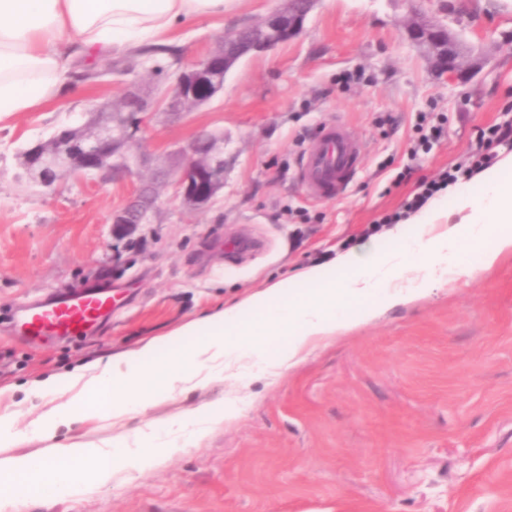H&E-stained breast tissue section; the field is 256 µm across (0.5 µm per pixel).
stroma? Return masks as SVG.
Instances as JSON below:
<instances>
[{"mask_svg": "<svg viewBox=\"0 0 512 512\" xmlns=\"http://www.w3.org/2000/svg\"><path fill=\"white\" fill-rule=\"evenodd\" d=\"M284 0H226L220 17L183 24L178 57L102 83L0 127V413L28 430L64 395L26 390L143 344L233 304L299 267L330 265L370 243L418 182L457 163L480 129L512 103V0H316L303 34L241 59L223 89L190 112L157 114L142 176L162 178L151 224L112 236L134 178L30 179L24 152L84 123L93 104L155 95V67L173 72L219 49L225 35ZM458 28L484 57L463 84L439 79L405 36L412 16ZM443 114L441 138L408 159L419 113ZM328 123L360 139L362 165L343 197L310 198L299 181L307 147ZM224 139V185L192 209L172 183L194 136ZM408 183L388 190L406 163ZM477 252L430 296L385 311L322 343L289 372L248 383L214 379L115 420L77 421L54 439L1 448L0 458L53 456L56 446L136 439L164 419L225 395L241 416L140 473L65 498L27 499L20 512H512V253L475 275ZM67 288L108 290L112 316L76 338L37 342L10 315Z\"/></svg>", "mask_w": 512, "mask_h": 512, "instance_id": "1", "label": "stroma"}]
</instances>
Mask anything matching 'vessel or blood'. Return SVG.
<instances>
[{"label": "vessel or blood", "instance_id": "1", "mask_svg": "<svg viewBox=\"0 0 512 512\" xmlns=\"http://www.w3.org/2000/svg\"><path fill=\"white\" fill-rule=\"evenodd\" d=\"M359 154L358 141L348 128L339 124L324 127L303 157L307 192L317 199L342 196L357 170ZM111 311V298L106 293L75 291L34 302L14 323L34 340L47 336L71 338L91 329Z\"/></svg>", "mask_w": 512, "mask_h": 512}]
</instances>
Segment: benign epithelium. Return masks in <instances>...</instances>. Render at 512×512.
<instances>
[{"mask_svg": "<svg viewBox=\"0 0 512 512\" xmlns=\"http://www.w3.org/2000/svg\"><path fill=\"white\" fill-rule=\"evenodd\" d=\"M313 5L314 0H288L283 10L256 23L260 31L252 37L229 35L224 43L233 45V50L217 51L193 62L168 94L163 110L167 113L190 111L201 100V86H209L213 95L219 92L210 86L215 72L227 73L241 58L300 36ZM406 35L428 57L435 73L450 81H466L477 65L476 61L469 60L467 45L459 35L439 22L417 18L407 26ZM107 116V120L98 119L77 146L67 142L69 130L65 129L58 136L59 147L50 152L40 149L33 152L26 159L30 177L41 186L51 188L70 174L134 175L145 134L156 113L139 112L118 131L111 128L112 113ZM181 156L174 184L176 193L184 203L204 207L224 180V138L209 132L200 133L181 151ZM157 198V186L140 180L129 203L112 214V232L125 236L134 233L140 225L151 223Z\"/></svg>", "mask_w": 512, "mask_h": 512, "instance_id": "7a95c632", "label": "benign epithelium"}]
</instances>
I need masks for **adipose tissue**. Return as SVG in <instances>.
I'll return each instance as SVG.
<instances>
[{
  "label": "adipose tissue",
  "instance_id": "adipose-tissue-1",
  "mask_svg": "<svg viewBox=\"0 0 512 512\" xmlns=\"http://www.w3.org/2000/svg\"><path fill=\"white\" fill-rule=\"evenodd\" d=\"M224 0H0V123L18 112H38L70 92L73 74L100 52L119 53L166 43L184 21L223 14ZM390 246L371 244L340 254L334 272L314 264L288 282L274 281L217 312L169 333L170 353L154 344L119 354L91 375L75 371L32 385L49 397L74 394L44 414L28 432L0 414V445L52 439L74 416L123 418L157 399L213 378L236 381L277 376L296 366L317 344L378 314L429 296L446 283L467 250L480 253L479 271L512 252V154L484 169L475 188H449L429 201L408 225L388 229ZM237 398L220 410L174 417L134 441L74 442L52 468L18 455L0 461V487L29 494L74 495L86 482L101 485L133 473L207 435L240 415Z\"/></svg>",
  "mask_w": 512,
  "mask_h": 512
}]
</instances>
